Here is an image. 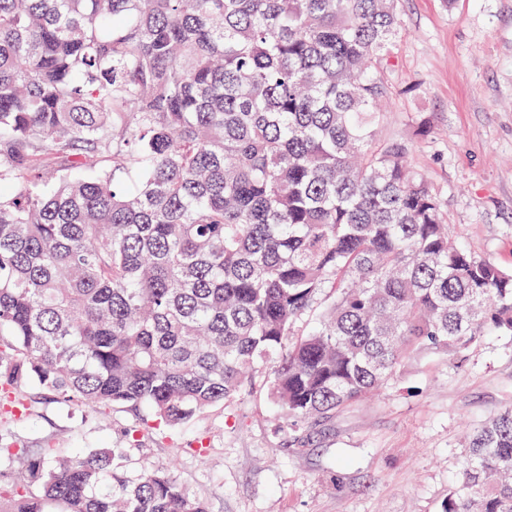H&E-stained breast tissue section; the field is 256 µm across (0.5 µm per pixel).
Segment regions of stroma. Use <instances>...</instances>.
Wrapping results in <instances>:
<instances>
[{
    "mask_svg": "<svg viewBox=\"0 0 512 512\" xmlns=\"http://www.w3.org/2000/svg\"><path fill=\"white\" fill-rule=\"evenodd\" d=\"M401 22L378 136L409 143L408 163L457 243L510 270L512 0H403ZM511 408L512 336L494 335L461 356L414 353L393 384L314 428L302 448L261 377L251 396L163 436L123 408L91 416L49 401L4 425L24 448L127 449L132 467L168 471L209 512H441L464 436Z\"/></svg>",
    "mask_w": 512,
    "mask_h": 512,
    "instance_id": "1",
    "label": "stroma"
}]
</instances>
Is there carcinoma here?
Instances as JSON below:
<instances>
[{
  "label": "carcinoma",
  "mask_w": 512,
  "mask_h": 512,
  "mask_svg": "<svg viewBox=\"0 0 512 512\" xmlns=\"http://www.w3.org/2000/svg\"><path fill=\"white\" fill-rule=\"evenodd\" d=\"M401 2L0 0L1 417L49 399L168 429L261 363L302 443L413 351L512 335V271L376 138ZM466 448L442 512H512V410ZM0 512L208 507L124 448L1 433Z\"/></svg>",
  "instance_id": "1"
}]
</instances>
